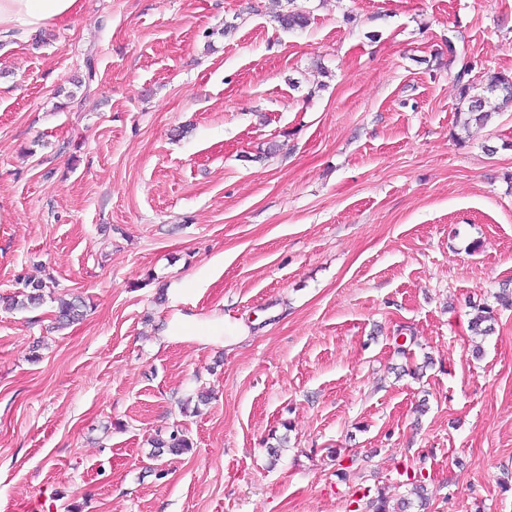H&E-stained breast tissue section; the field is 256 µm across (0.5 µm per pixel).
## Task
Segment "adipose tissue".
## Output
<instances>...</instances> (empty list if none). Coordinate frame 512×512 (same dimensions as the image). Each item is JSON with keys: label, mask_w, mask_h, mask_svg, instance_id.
Returning a JSON list of instances; mask_svg holds the SVG:
<instances>
[{"label": "adipose tissue", "mask_w": 512, "mask_h": 512, "mask_svg": "<svg viewBox=\"0 0 512 512\" xmlns=\"http://www.w3.org/2000/svg\"><path fill=\"white\" fill-rule=\"evenodd\" d=\"M79 0H0V36L11 31H34L69 20Z\"/></svg>", "instance_id": "obj_1"}]
</instances>
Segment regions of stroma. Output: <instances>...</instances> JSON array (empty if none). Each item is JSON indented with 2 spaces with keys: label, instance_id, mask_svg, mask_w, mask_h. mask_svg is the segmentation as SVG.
I'll use <instances>...</instances> for the list:
<instances>
[{
  "label": "stroma",
  "instance_id": "1",
  "mask_svg": "<svg viewBox=\"0 0 512 512\" xmlns=\"http://www.w3.org/2000/svg\"><path fill=\"white\" fill-rule=\"evenodd\" d=\"M452 47L512 77V0H80L0 43V512H512V108L460 133ZM222 336L224 339V321L220 323L186 322L180 317L173 319L167 327V336ZM154 447L161 449L166 448L173 455H180L188 452L192 448V442L188 436L178 428L172 430L167 438H157L154 440Z\"/></svg>",
  "mask_w": 512,
  "mask_h": 512
}]
</instances>
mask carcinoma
<instances>
[{"instance_id":"carcinoma-1","label":"carcinoma","mask_w":512,"mask_h":512,"mask_svg":"<svg viewBox=\"0 0 512 512\" xmlns=\"http://www.w3.org/2000/svg\"><path fill=\"white\" fill-rule=\"evenodd\" d=\"M280 25L285 29L302 28L307 24L306 16L294 10H288L278 15ZM459 83V103L457 106L456 123L462 127H469L475 122L485 124L492 115L512 105V82L500 73H490L486 76L483 85L477 87L464 80L463 72L457 73ZM47 285L41 281L28 282L24 291L19 293L20 299L16 300V306L21 309L39 305L44 299V289ZM83 302L78 299H59L57 319L61 325L72 324L83 316ZM492 320V309L479 307L469 323L470 331L478 336H486L492 331L487 322ZM154 447L165 448L173 455H180L192 448V442L181 430L176 429L166 438L154 440ZM409 507V502L402 499L397 505L390 506V500L383 492L366 502L364 512H404Z\"/></svg>"}]
</instances>
